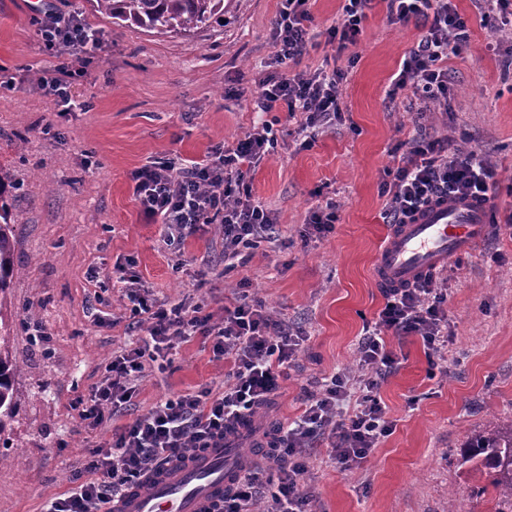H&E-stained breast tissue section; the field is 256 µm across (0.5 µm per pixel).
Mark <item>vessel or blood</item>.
<instances>
[{"instance_id":"vessel-or-blood-1","label":"vessel or blood","mask_w":512,"mask_h":512,"mask_svg":"<svg viewBox=\"0 0 512 512\" xmlns=\"http://www.w3.org/2000/svg\"><path fill=\"white\" fill-rule=\"evenodd\" d=\"M492 219L490 203L463 199L432 204L405 224L391 226L373 265L380 287L413 282L468 252ZM238 448H205L179 468L154 475L115 506L116 512H209L231 486L241 464Z\"/></svg>"}]
</instances>
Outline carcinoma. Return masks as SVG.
Here are the masks:
<instances>
[{
    "mask_svg": "<svg viewBox=\"0 0 512 512\" xmlns=\"http://www.w3.org/2000/svg\"><path fill=\"white\" fill-rule=\"evenodd\" d=\"M96 12L118 26H136L159 34L190 36L224 16V0H91ZM13 185L0 168V302L20 275L15 266L16 239L6 196ZM19 366L0 354V435L10 429L18 406ZM462 464L488 478L478 488L491 495L494 512H512V422L496 423L471 436L461 453Z\"/></svg>",
    "mask_w": 512,
    "mask_h": 512,
    "instance_id": "1",
    "label": "carcinoma"
}]
</instances>
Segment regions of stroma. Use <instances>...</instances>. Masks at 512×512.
Returning <instances> with one entry per match:
<instances>
[{"instance_id":"35a3bbf8","label":"stroma","mask_w":512,"mask_h":512,"mask_svg":"<svg viewBox=\"0 0 512 512\" xmlns=\"http://www.w3.org/2000/svg\"><path fill=\"white\" fill-rule=\"evenodd\" d=\"M456 5L469 39L448 59V113L423 114L390 98L392 77L424 28L391 23L385 0H372L360 40L344 54L322 41L300 58L307 72L345 71L342 115L309 149L300 148L295 122L274 125L278 153L250 176L255 196L277 218L279 239L261 242L246 267L228 273L217 225L202 226L179 254L164 247L132 174L174 155L202 159L260 126L253 95L256 79L277 68V0H231L222 21L189 38L113 25L88 0H0V166L19 184L11 208L21 272L0 313L14 326L8 350L22 367L19 413L0 442V512H39L68 489L87 441L111 435L107 427L78 434L73 403L101 379L113 352L140 334L127 327L123 286L112 279L126 258L159 297L202 303L216 318L249 277L250 294L274 317L305 329L299 366L275 405L258 415V427L296 418L303 385L353 365L357 341L384 302L372 266L389 229L379 190L398 163L394 146L420 127L460 137L512 179V76L490 50L470 0ZM46 12L77 17L101 34L75 86L87 111H59L40 86L62 60L37 36L35 19ZM328 198L339 206L335 230L302 240L309 211ZM496 203L498 224L448 265L443 357L429 364L421 340L390 338L399 364L380 396L393 429L358 467L314 461V512H448L452 494L466 512H491L489 498L476 495L485 476L462 465L459 450L485 424L512 421V197L500 194ZM204 268L208 282L193 290ZM102 313L117 318L114 329L95 326ZM223 378V362L194 337L181 343L171 367L142 382L117 421Z\"/></svg>"}]
</instances>
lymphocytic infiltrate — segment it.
Here are the masks:
<instances>
[{
	"label": "lymphocytic infiltrate",
	"mask_w": 512,
	"mask_h": 512,
	"mask_svg": "<svg viewBox=\"0 0 512 512\" xmlns=\"http://www.w3.org/2000/svg\"><path fill=\"white\" fill-rule=\"evenodd\" d=\"M309 0H280L272 38L279 63L296 61L315 38ZM371 0H343L326 41L337 51L356 45L364 30ZM390 21L407 24L425 18L426 33L404 59L391 82V95L407 93L426 109L448 111V58L468 39L467 22L454 0H386ZM37 32L45 49L68 55L49 92L58 106L73 110L72 91L84 47L72 18L40 17ZM341 70L265 75L257 82L255 111L284 112L306 132L304 147L315 141L310 128L332 124L341 110ZM278 139L271 122H262L233 145L211 149L206 159L153 161L132 175L144 213L162 224L165 245L181 244L200 225L224 228V260L245 265L246 252L275 224L276 218L252 194L243 166H255L274 154ZM399 163L387 170L380 194L386 223L404 224L438 201L497 199L502 186L487 154L449 149L448 141L417 131L396 147ZM119 282L132 322L145 334L114 352L105 375L87 393L77 396V428L85 433L132 405L143 380L153 369L174 362L179 343L193 336L211 339L214 359L229 362L219 384L177 394L155 403L131 422L113 428L105 442L89 446L87 460L62 494L47 499L41 512H106L112 499L141 485L148 473L184 462L204 448H220L236 424L253 420L280 394L305 343L304 336L276 321L258 298H248L249 278L238 282L239 294L224 307L221 319L203 313L201 305L173 303L146 287L131 264L117 265ZM384 304L366 328L356 349L355 367L317 379L305 390L302 410L279 424L272 450L247 460L224 493L218 512H312L314 495L307 482L311 450L327 440L328 459L340 470L363 463L392 430L377 395L385 376L398 363L388 337L419 338L428 357L438 356L448 341L447 278L430 274L399 288L382 291Z\"/></svg>",
	"instance_id": "1"
}]
</instances>
